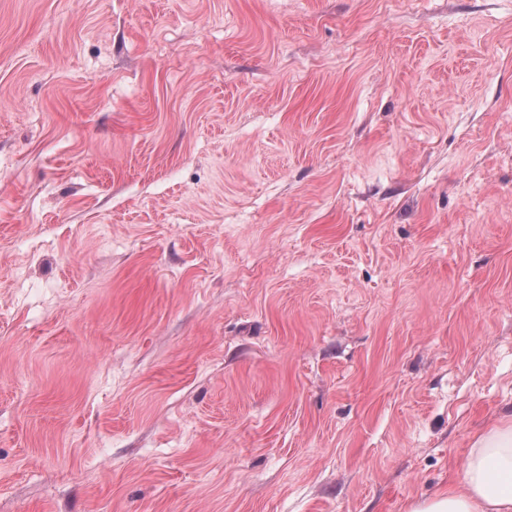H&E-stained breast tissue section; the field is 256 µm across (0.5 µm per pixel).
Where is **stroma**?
Wrapping results in <instances>:
<instances>
[{
	"label": "stroma",
	"instance_id": "obj_1",
	"mask_svg": "<svg viewBox=\"0 0 512 512\" xmlns=\"http://www.w3.org/2000/svg\"><path fill=\"white\" fill-rule=\"evenodd\" d=\"M512 411V0H0V512H406Z\"/></svg>",
	"mask_w": 512,
	"mask_h": 512
}]
</instances>
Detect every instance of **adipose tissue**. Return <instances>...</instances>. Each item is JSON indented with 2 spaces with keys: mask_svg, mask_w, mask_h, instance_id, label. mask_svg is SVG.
I'll list each match as a JSON object with an SVG mask.
<instances>
[{
  "mask_svg": "<svg viewBox=\"0 0 512 512\" xmlns=\"http://www.w3.org/2000/svg\"><path fill=\"white\" fill-rule=\"evenodd\" d=\"M407 512H512V415L472 437L456 485Z\"/></svg>",
  "mask_w": 512,
  "mask_h": 512,
  "instance_id": "obj_1",
  "label": "adipose tissue"
}]
</instances>
